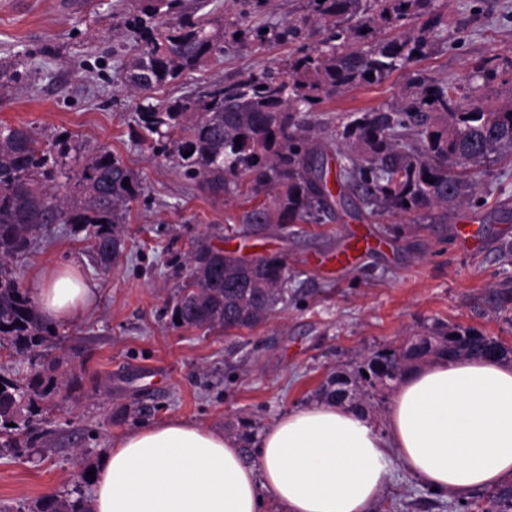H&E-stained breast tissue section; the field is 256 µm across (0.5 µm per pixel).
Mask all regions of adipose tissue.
<instances>
[{
    "instance_id": "ef3b65f1",
    "label": "adipose tissue",
    "mask_w": 512,
    "mask_h": 512,
    "mask_svg": "<svg viewBox=\"0 0 512 512\" xmlns=\"http://www.w3.org/2000/svg\"><path fill=\"white\" fill-rule=\"evenodd\" d=\"M44 319L67 321L96 301L68 271L32 281ZM238 435L180 417L130 431L96 472L93 512H372L390 459L448 497L512 479V363L436 359L408 370L383 427L353 406L289 410L251 454Z\"/></svg>"
}]
</instances>
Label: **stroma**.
I'll return each instance as SVG.
<instances>
[{
	"label": "stroma",
	"instance_id": "35a3bbf8",
	"mask_svg": "<svg viewBox=\"0 0 512 512\" xmlns=\"http://www.w3.org/2000/svg\"><path fill=\"white\" fill-rule=\"evenodd\" d=\"M129 0H0V60L21 62L25 79L0 96V122L32 129L40 141L71 134L83 152L108 148L142 180L124 225L125 249L107 273L65 225L48 234L13 269L22 284L36 270L73 266L97 292L95 306L59 325L62 340L49 360L73 381L65 399L43 403L32 446L0 453V508L18 512L71 485L77 459L98 467L125 433L170 416L259 438L288 410L316 401L336 373L352 372L370 349L428 336L437 325L475 329L512 347V303L493 307L490 294L512 279V158L478 174L477 192L460 207L408 214H337L320 224L275 229L243 223L271 204L268 193L221 195L186 179L172 161L153 156L135 136L142 97L126 91L120 69L131 41L123 37ZM448 41L415 64L437 79H465L484 58L503 62L481 91L498 108L512 86V0H436ZM288 53L227 47L224 56L151 92L152 100L188 94L243 73L276 66ZM402 72L361 85L316 106L307 118L329 136L347 116L381 109L401 96ZM477 241L462 244L461 229ZM370 235L382 248L353 265L329 260L353 239ZM276 255L288 267V303L253 327L202 333L176 328L166 309L188 272V252ZM375 512H459V501L392 466Z\"/></svg>",
	"mask_w": 512,
	"mask_h": 512
}]
</instances>
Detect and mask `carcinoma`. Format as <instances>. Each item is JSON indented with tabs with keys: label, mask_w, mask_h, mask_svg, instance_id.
I'll return each instance as SVG.
<instances>
[{
	"label": "carcinoma",
	"mask_w": 512,
	"mask_h": 512,
	"mask_svg": "<svg viewBox=\"0 0 512 512\" xmlns=\"http://www.w3.org/2000/svg\"><path fill=\"white\" fill-rule=\"evenodd\" d=\"M133 3L125 28L136 50L122 70L131 93L177 81L224 54L227 44L253 52L272 43L295 46L276 67L143 102L136 112L142 141L174 158L185 177L209 192L222 194L248 176L256 191L272 193L273 207L249 211L246 224L319 223L333 208L350 206L355 194L372 214L456 208L476 193V167L512 155V97L494 111L478 104L479 81L498 76L495 59L482 61L462 82L411 71L442 37V20L431 16L433 0H308L303 14L273 25H253L244 11L216 23L205 13L185 12L184 0ZM316 35L320 42L309 44ZM20 66L0 62V94L19 79ZM395 71L407 75L399 100L359 113L330 135L338 158L329 181L326 147L305 113ZM140 191L139 177L106 148L83 156L60 135L46 148L28 127L0 123V349L30 361L25 382L0 376V434L6 435L0 449L26 447L38 401L60 396L71 383L64 374L45 375L43 350L61 333L43 320L8 262L30 248L44 225L66 224L91 242L97 265L110 270ZM187 264L188 277L167 304L176 328H250L288 303V268L277 256L198 249ZM485 339L446 325L434 337L371 350L351 375L338 373L322 386L319 397L361 406L425 357L448 354V344L453 357L469 358ZM32 512H91L90 499L76 483L39 498ZM484 512H512V487L492 494Z\"/></svg>",
	"instance_id": "carcinoma-1"
}]
</instances>
